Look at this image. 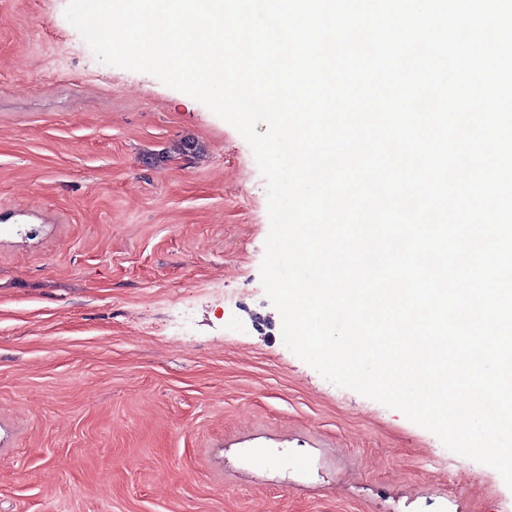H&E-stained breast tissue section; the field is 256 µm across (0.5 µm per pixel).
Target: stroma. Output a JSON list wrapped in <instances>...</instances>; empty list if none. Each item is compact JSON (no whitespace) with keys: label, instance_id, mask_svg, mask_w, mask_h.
<instances>
[{"label":"stroma","instance_id":"obj_1","mask_svg":"<svg viewBox=\"0 0 512 512\" xmlns=\"http://www.w3.org/2000/svg\"><path fill=\"white\" fill-rule=\"evenodd\" d=\"M67 5L0 0V512H512L285 346L251 147Z\"/></svg>","mask_w":512,"mask_h":512}]
</instances>
